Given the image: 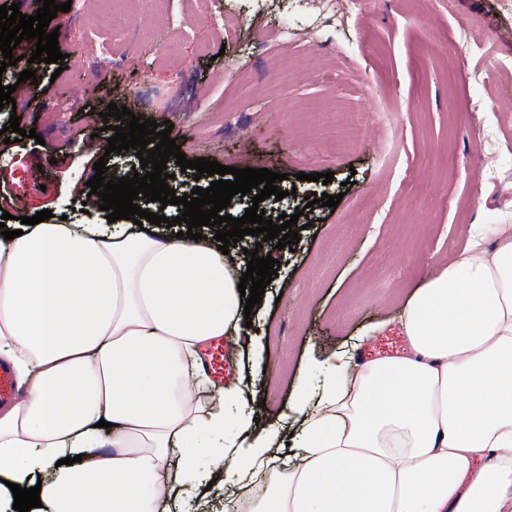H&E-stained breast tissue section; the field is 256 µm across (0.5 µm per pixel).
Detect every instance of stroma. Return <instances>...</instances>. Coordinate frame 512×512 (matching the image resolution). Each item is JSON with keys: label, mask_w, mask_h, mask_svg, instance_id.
I'll use <instances>...</instances> for the list:
<instances>
[{"label": "stroma", "mask_w": 512, "mask_h": 512, "mask_svg": "<svg viewBox=\"0 0 512 512\" xmlns=\"http://www.w3.org/2000/svg\"><path fill=\"white\" fill-rule=\"evenodd\" d=\"M71 9L97 22L53 18L61 52L108 53L114 65L95 73L40 64L37 105L0 109V126L17 108L21 128L37 133L0 155L9 195L0 209L105 223L99 197L81 204L77 190L100 157L118 178L140 164L135 150L106 151L105 122L91 113L106 95L173 123L187 158L285 174L284 198L261 207L272 218L298 214L301 240L290 250L265 242L278 275L251 311L254 329L236 344L229 375L248 378L246 410L257 427L278 430L279 444L296 417L289 398L299 372L313 361L353 368L401 353L394 318L451 263L449 239L464 248L475 225H512V119L498 108L512 98V49L498 44L512 32V0H360L356 15L321 23L315 48L310 0H168V22L141 35L131 21L149 0H124L109 25L100 20L108 0H72ZM450 40L461 56L448 58ZM356 116L367 120L365 136L337 150L343 123ZM327 171L331 183L310 181ZM314 192L341 201L307 205ZM368 194L376 205L365 210L357 201ZM235 485L205 490L185 480L178 499L184 512H222Z\"/></svg>", "instance_id": "obj_1"}]
</instances>
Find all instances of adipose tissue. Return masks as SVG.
<instances>
[{"label":"adipose tissue","mask_w":512,"mask_h":512,"mask_svg":"<svg viewBox=\"0 0 512 512\" xmlns=\"http://www.w3.org/2000/svg\"><path fill=\"white\" fill-rule=\"evenodd\" d=\"M214 238L126 220L27 225L0 237V357L23 393L0 408V502L39 512H173L201 458L261 481L251 512H512V229L474 230L397 317L403 354L299 374L287 453L240 411H202V347L240 334L243 269ZM73 465H65L66 457Z\"/></svg>","instance_id":"adipose-tissue-1"}]
</instances>
